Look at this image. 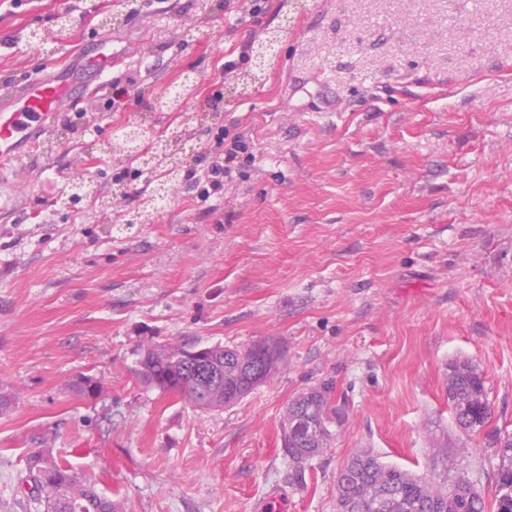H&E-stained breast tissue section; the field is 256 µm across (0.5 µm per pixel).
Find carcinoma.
I'll use <instances>...</instances> for the list:
<instances>
[{
    "label": "carcinoma",
    "mask_w": 512,
    "mask_h": 512,
    "mask_svg": "<svg viewBox=\"0 0 512 512\" xmlns=\"http://www.w3.org/2000/svg\"><path fill=\"white\" fill-rule=\"evenodd\" d=\"M203 363L187 365L184 345L150 343L143 347L136 373L163 392L181 395L202 411L233 405L255 389L249 371L258 364L255 345H205ZM333 383L323 382L293 398L283 415L282 447L293 476L305 477V464L331 445L333 428L344 422L343 408L333 404ZM448 403L454 423L468 435L491 420L484 376L467 359L448 363ZM490 447L500 464L495 480L496 512H512V434L490 432ZM20 482L30 487L27 512H121L120 505L44 452L32 454ZM336 512H487L486 495L469 477L442 482L413 475L383 463L371 450L349 457L336 472Z\"/></svg>",
    "instance_id": "obj_1"
}]
</instances>
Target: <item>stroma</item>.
<instances>
[{
	"instance_id": "1",
	"label": "stroma",
	"mask_w": 512,
	"mask_h": 512,
	"mask_svg": "<svg viewBox=\"0 0 512 512\" xmlns=\"http://www.w3.org/2000/svg\"><path fill=\"white\" fill-rule=\"evenodd\" d=\"M303 2L268 0L255 26L236 0H142L134 13L124 0H0V89L78 66L106 16L143 43L113 74L125 101L62 113L6 188L16 209L0 207V512H25L18 478L39 450L123 512L275 500L336 512L337 469L365 448L492 488L499 459L484 433L456 431L446 378L451 360L476 364L491 427L512 433V0ZM273 32L272 65L239 61ZM188 75L181 107L160 106ZM132 123L149 142L184 130L201 176L220 130L244 134L251 155L221 194L200 201L180 177L135 224L156 171L119 150L98 157ZM121 172L111 210L61 204L78 174L106 197ZM268 337L280 369L224 409L135 373L149 343ZM81 375L95 395L73 390ZM327 380L346 421L300 486L283 413Z\"/></svg>"
}]
</instances>
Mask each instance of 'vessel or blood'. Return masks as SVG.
<instances>
[{
  "instance_id": "1",
  "label": "vessel or blood",
  "mask_w": 512,
  "mask_h": 512,
  "mask_svg": "<svg viewBox=\"0 0 512 512\" xmlns=\"http://www.w3.org/2000/svg\"><path fill=\"white\" fill-rule=\"evenodd\" d=\"M139 43L115 46L110 33L98 35L78 68L19 82L0 92V180L43 140L58 114L76 110L92 97L108 96L112 73L127 66Z\"/></svg>"
}]
</instances>
